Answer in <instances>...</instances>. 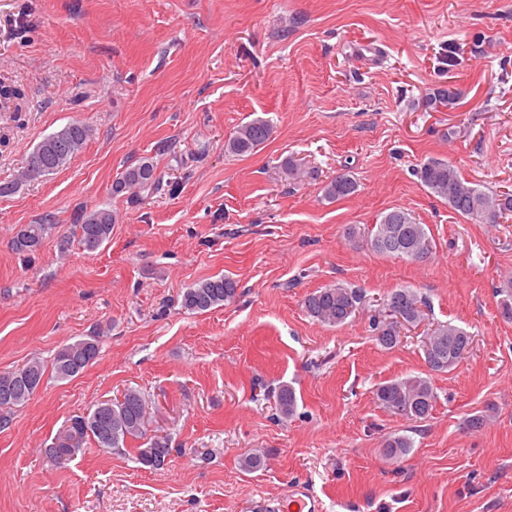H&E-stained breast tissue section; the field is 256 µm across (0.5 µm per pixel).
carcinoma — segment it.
Here are the masks:
<instances>
[{
    "instance_id": "cac0c4a2",
    "label": "carcinoma",
    "mask_w": 512,
    "mask_h": 512,
    "mask_svg": "<svg viewBox=\"0 0 512 512\" xmlns=\"http://www.w3.org/2000/svg\"><path fill=\"white\" fill-rule=\"evenodd\" d=\"M458 93L439 89L428 98V104L454 108ZM93 129L82 121H73L58 131L45 136L24 158L17 177L0 183V196L12 194L19 185L39 180L63 168L83 151L92 137ZM271 125L256 120L238 127L224 142V152L243 156L259 149L270 137ZM280 169L288 180L301 182L311 175L293 156L282 159ZM416 176L430 193L444 200L455 214L481 224H503L512 215V194L489 193L460 176L452 164L441 159H430L415 170ZM160 187L156 166L150 160L127 167L112 186L115 194L128 192L136 202L141 193L154 192ZM357 182L349 171L338 172L324 186V196L338 200L353 195ZM116 223L110 209H83L76 217L73 235L83 249L93 252L109 241ZM54 225L25 224L12 237V250L24 257L33 256L51 233ZM349 238L361 239L376 253L422 262L433 250L428 226L417 222L408 210L395 207L381 214L380 221L361 228H347ZM238 284L229 277H212L195 283L181 295V308L189 313H205L224 306L237 296ZM363 289L351 284L337 283L319 288L306 295L302 302L304 312L313 320L328 326H343L353 312L365 303ZM383 306L392 311L394 320L372 323L371 331L378 344L392 349L400 343V326L417 325L425 319L429 304L411 288H399L383 298ZM429 349H422L424 362L431 372H451L470 353L471 335L450 322H443L430 330ZM100 354V336H89L60 347L46 365L39 358L28 360L21 367L0 372V392L8 399H0V428L11 422V414L28 403L43 386L47 372L58 380H68L82 374ZM275 410L287 420L296 415L298 402L295 390L282 384L273 391ZM378 405L389 413L412 421L429 418L437 393L429 376L415 375L393 379L380 384L374 393ZM148 401L143 391L127 388L120 396L101 402L87 412L69 420L66 428L45 449L47 456L58 463L74 459L90 443L102 452L120 451L130 441H142L135 449V461L145 468L158 469L171 453L169 438L147 436L144 417ZM414 448L407 435L388 437L384 442L385 455L402 459Z\"/></svg>"
}]
</instances>
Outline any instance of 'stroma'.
I'll return each mask as SVG.
<instances>
[{
  "label": "stroma",
  "instance_id": "35a3bbf8",
  "mask_svg": "<svg viewBox=\"0 0 512 512\" xmlns=\"http://www.w3.org/2000/svg\"><path fill=\"white\" fill-rule=\"evenodd\" d=\"M0 183L46 135L80 120L93 136L62 169L0 196V372L101 336L78 377L49 379L0 428V512H265L308 485L324 512H512V220L458 216L413 174L431 158L485 191H512V0H0ZM454 88V109L427 107ZM269 121L256 152L224 141ZM295 156L315 178L293 184ZM154 162L157 192L130 203L119 174ZM358 183L328 200L342 167ZM393 207L430 230L429 260L375 254L349 225ZM117 220L94 252L72 238L79 210ZM52 234L31 259L23 224ZM226 275L238 296L185 313L194 282ZM338 282L365 290L347 324L307 317L304 297ZM427 298L424 321L390 350L372 336L384 296ZM468 331L452 372L429 373L437 323ZM431 374L433 412L380 408L385 381ZM294 388L281 420L265 386ZM128 387L148 401L149 435L171 439L157 469L133 449L45 454L74 415ZM493 408L480 430L467 417ZM414 441L401 463L384 441ZM265 465L247 472L239 459ZM53 228L54 224L47 223L22 225L12 237V250L23 258H30L39 250Z\"/></svg>",
  "mask_w": 512,
  "mask_h": 512
}]
</instances>
